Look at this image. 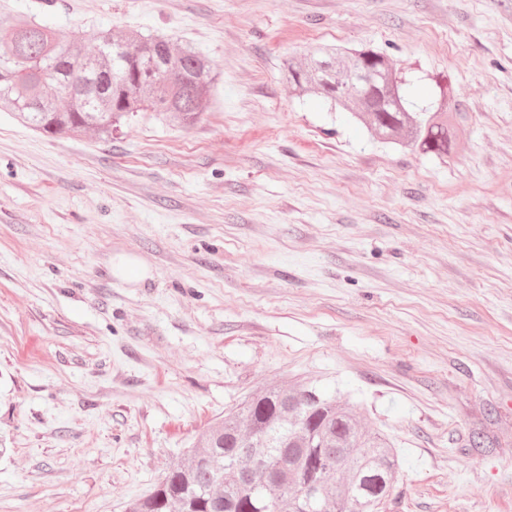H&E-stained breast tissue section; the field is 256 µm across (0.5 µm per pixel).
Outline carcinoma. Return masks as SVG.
<instances>
[{
	"mask_svg": "<svg viewBox=\"0 0 512 512\" xmlns=\"http://www.w3.org/2000/svg\"><path fill=\"white\" fill-rule=\"evenodd\" d=\"M284 69L293 88L334 102L375 136L439 159L458 145L449 113L407 109L411 84L380 51L319 47ZM359 72L374 81L349 83ZM215 81L205 56L162 37L131 45L101 31L84 53L40 22L0 18V107L44 133L110 137L139 111L190 123ZM397 469L395 448L361 413L304 381L251 394L128 512H276L310 487V512H376Z\"/></svg>",
	"mask_w": 512,
	"mask_h": 512,
	"instance_id": "cac0c4a2",
	"label": "carcinoma"
}]
</instances>
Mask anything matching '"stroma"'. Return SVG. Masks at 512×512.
<instances>
[{
  "label": "stroma",
  "instance_id": "35a3bbf8",
  "mask_svg": "<svg viewBox=\"0 0 512 512\" xmlns=\"http://www.w3.org/2000/svg\"><path fill=\"white\" fill-rule=\"evenodd\" d=\"M0 10L85 49L163 35L218 73L190 125L0 112V512H128L225 413L305 378L393 442L379 512H512V0ZM318 43L386 53L415 107L447 88L457 151L294 91L284 62Z\"/></svg>",
  "mask_w": 512,
  "mask_h": 512
}]
</instances>
